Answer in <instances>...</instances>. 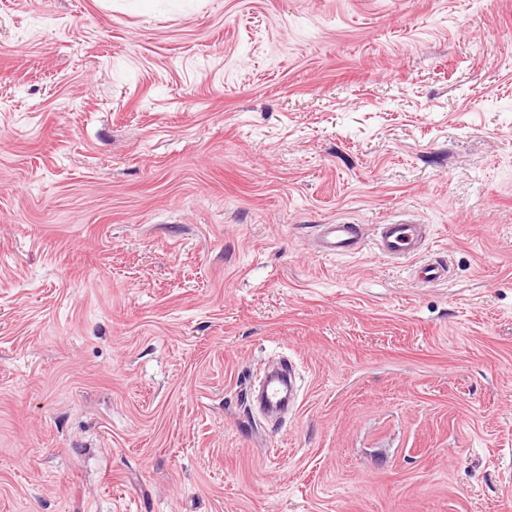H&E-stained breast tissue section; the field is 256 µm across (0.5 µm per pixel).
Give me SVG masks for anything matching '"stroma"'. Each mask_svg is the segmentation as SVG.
I'll return each mask as SVG.
<instances>
[{"label":"stroma","mask_w":512,"mask_h":512,"mask_svg":"<svg viewBox=\"0 0 512 512\" xmlns=\"http://www.w3.org/2000/svg\"><path fill=\"white\" fill-rule=\"evenodd\" d=\"M0 512H512V0H0ZM424 237V224L413 221L378 224L376 250L380 255L392 259L416 256ZM320 252L326 255H347L362 251L365 241V226L337 222L321 224ZM295 398L296 389L291 374L288 372L287 377L279 373H270L256 401L267 414L276 415L291 405Z\"/></svg>","instance_id":"obj_1"}]
</instances>
